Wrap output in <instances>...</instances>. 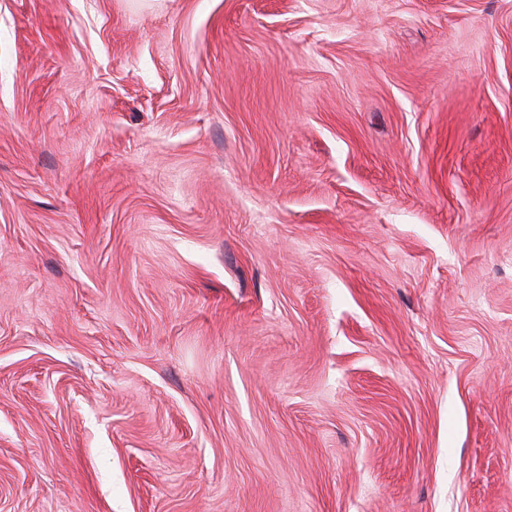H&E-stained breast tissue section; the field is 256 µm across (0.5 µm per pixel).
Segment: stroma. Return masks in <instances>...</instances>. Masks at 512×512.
I'll list each match as a JSON object with an SVG mask.
<instances>
[{
  "mask_svg": "<svg viewBox=\"0 0 512 512\" xmlns=\"http://www.w3.org/2000/svg\"><path fill=\"white\" fill-rule=\"evenodd\" d=\"M0 512H512V0H0Z\"/></svg>",
  "mask_w": 512,
  "mask_h": 512,
  "instance_id": "stroma-1",
  "label": "stroma"
}]
</instances>
